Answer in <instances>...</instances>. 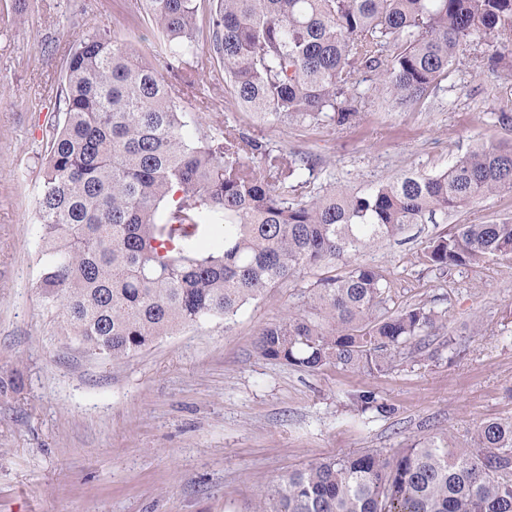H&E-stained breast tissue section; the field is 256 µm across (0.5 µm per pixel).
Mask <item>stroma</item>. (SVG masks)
Instances as JSON below:
<instances>
[{
    "label": "stroma",
    "mask_w": 512,
    "mask_h": 512,
    "mask_svg": "<svg viewBox=\"0 0 512 512\" xmlns=\"http://www.w3.org/2000/svg\"><path fill=\"white\" fill-rule=\"evenodd\" d=\"M134 4L0 0V380L22 381L20 393L0 395V512H252L315 459L367 449L390 457L442 432L463 448L480 423L512 418V255L430 268L422 251L442 223L411 225L363 255L393 280V308L421 301L439 316L387 370L304 372L256 351L302 286L342 273L339 263L120 361L66 341V323L39 288L36 215L62 52L99 32L153 61V34ZM490 53L489 40L474 41L441 89L407 108L362 70L358 113L344 125L329 112L266 123L225 95L217 71L201 75L213 109L198 111L190 96L176 104L192 137L229 118L272 154L306 157L303 185L289 190L305 201L408 172L439 174L475 145L505 139L512 67L490 65ZM367 390L388 413L358 414L352 397Z\"/></svg>",
    "instance_id": "stroma-1"
}]
</instances>
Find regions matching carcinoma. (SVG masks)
I'll return each instance as SVG.
<instances>
[{
  "mask_svg": "<svg viewBox=\"0 0 512 512\" xmlns=\"http://www.w3.org/2000/svg\"><path fill=\"white\" fill-rule=\"evenodd\" d=\"M198 0H138L159 35L157 68L127 43L87 33L61 65L63 109L47 143L38 195L40 288L75 342L112 360L207 318L226 320L268 289L332 261L301 301L266 326L258 353L300 370L373 373L433 327L425 302L388 306L384 271L361 261L379 241L451 213L473 219L431 239L433 268L512 255V220L477 215L480 201L512 190V138L477 145L447 171L408 173L349 193L296 202L288 180L305 158L272 155L225 123L193 138L166 76L195 87L200 43L224 71V90L276 124L356 115L355 74L376 73L401 106L441 88L466 48L492 36L494 64L512 56V0H217L208 35ZM224 226L222 246L188 242ZM358 410L388 411L375 393ZM253 512H512V419L479 425L467 448L443 433L397 456L377 451L316 459L288 475Z\"/></svg>",
  "mask_w": 512,
  "mask_h": 512,
  "instance_id": "obj_1",
  "label": "carcinoma"
}]
</instances>
